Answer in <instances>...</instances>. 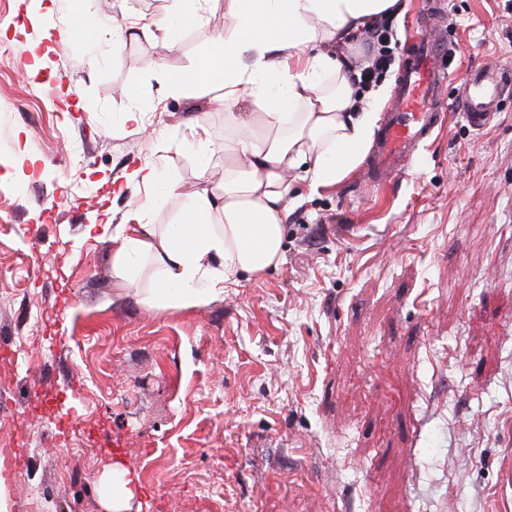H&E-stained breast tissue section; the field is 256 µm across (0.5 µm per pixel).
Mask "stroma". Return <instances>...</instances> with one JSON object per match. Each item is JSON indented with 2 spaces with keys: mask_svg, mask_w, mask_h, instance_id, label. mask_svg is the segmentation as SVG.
<instances>
[{
  "mask_svg": "<svg viewBox=\"0 0 512 512\" xmlns=\"http://www.w3.org/2000/svg\"><path fill=\"white\" fill-rule=\"evenodd\" d=\"M174 0H0V476L9 512H512V99L482 129L451 114L407 176L293 184L284 260L214 301L164 311L112 275L155 164L175 186L150 224L224 179L225 110L162 89L223 36L222 0L176 49ZM455 85L512 65V0H445ZM128 30L80 37L84 20ZM73 32L66 51L51 33ZM164 69V70H165ZM143 112L142 124L126 121ZM203 124L214 151L191 134ZM128 470L116 464L111 469L104 487V497L108 508L113 512H123L128 502L134 497V490L127 479ZM110 511V512H112Z\"/></svg>",
  "mask_w": 512,
  "mask_h": 512,
  "instance_id": "35a3bbf8",
  "label": "stroma"
}]
</instances>
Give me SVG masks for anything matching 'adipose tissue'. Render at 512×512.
Returning a JSON list of instances; mask_svg holds the SVG:
<instances>
[{"instance_id":"adipose-tissue-1","label":"adipose tissue","mask_w":512,"mask_h":512,"mask_svg":"<svg viewBox=\"0 0 512 512\" xmlns=\"http://www.w3.org/2000/svg\"><path fill=\"white\" fill-rule=\"evenodd\" d=\"M400 0H224L228 29L196 63L163 76L166 93L205 96L224 89L232 114L224 139L221 193L188 196L172 223H143L166 199L155 188V165L137 174L153 192L129 224L112 232V272L131 281L147 261L157 266L143 304L179 311L209 303L225 283L277 266L283 252L289 176L310 188L341 182L363 161L378 112L355 93V67L346 49ZM255 108L249 119L234 109Z\"/></svg>"}]
</instances>
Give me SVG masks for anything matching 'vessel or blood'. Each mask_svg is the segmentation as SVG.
Listing matches in <instances>:
<instances>
[{"label": "vessel or blood", "mask_w": 512, "mask_h": 512, "mask_svg": "<svg viewBox=\"0 0 512 512\" xmlns=\"http://www.w3.org/2000/svg\"><path fill=\"white\" fill-rule=\"evenodd\" d=\"M451 44L443 30L425 29L404 55L388 110L378 129L365 175L385 184L408 174L420 151L441 125L446 111L443 90L450 74L437 64ZM512 95V69H471L455 94V108L475 127L489 124L505 97Z\"/></svg>", "instance_id": "vessel-or-blood-1"}]
</instances>
